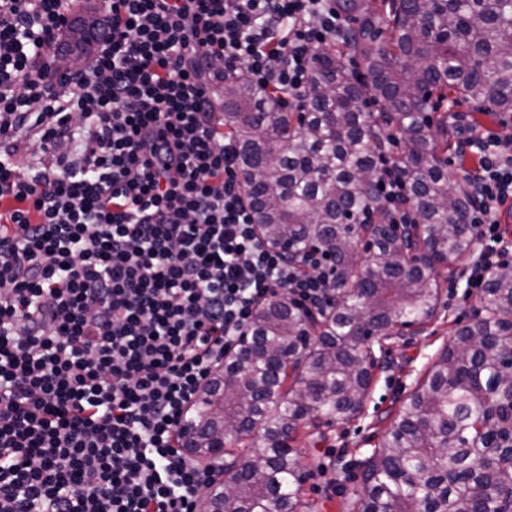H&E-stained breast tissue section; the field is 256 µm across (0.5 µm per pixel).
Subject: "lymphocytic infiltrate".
<instances>
[{
    "label": "lymphocytic infiltrate",
    "mask_w": 512,
    "mask_h": 512,
    "mask_svg": "<svg viewBox=\"0 0 512 512\" xmlns=\"http://www.w3.org/2000/svg\"><path fill=\"white\" fill-rule=\"evenodd\" d=\"M95 48L70 81L53 48L79 0H0V512H200L219 476L179 425L258 309L335 299L332 261L254 230L239 146L213 92L308 89L336 0H97ZM483 287L505 244L512 119L473 135L450 115ZM49 165L23 175L21 155ZM388 223L412 224L400 162L376 181Z\"/></svg>",
    "instance_id": "obj_1"
}]
</instances>
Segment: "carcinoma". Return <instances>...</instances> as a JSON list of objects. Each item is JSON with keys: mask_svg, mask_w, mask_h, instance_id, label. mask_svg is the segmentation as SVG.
Returning <instances> with one entry per match:
<instances>
[{"mask_svg": "<svg viewBox=\"0 0 512 512\" xmlns=\"http://www.w3.org/2000/svg\"><path fill=\"white\" fill-rule=\"evenodd\" d=\"M342 44L314 54L310 109L292 127L242 72L214 92L241 144L244 184L270 244H317L335 266L336 303L320 321L284 300L259 308L238 353L205 385L184 447L218 451L234 470L209 512H301L298 431L318 416L358 415L376 365L372 346L434 317L438 268L455 273L477 242L466 195L448 183V117L439 100L512 112V7L485 0H338ZM360 60L352 80L343 58ZM382 103L363 110L366 96ZM395 137L417 216L385 223L375 178ZM485 318L462 326L395 412L362 464L352 512H512V265L491 276Z\"/></svg>", "mask_w": 512, "mask_h": 512, "instance_id": "cac0c4a2", "label": "carcinoma"}]
</instances>
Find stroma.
<instances>
[{
    "mask_svg": "<svg viewBox=\"0 0 512 512\" xmlns=\"http://www.w3.org/2000/svg\"><path fill=\"white\" fill-rule=\"evenodd\" d=\"M480 296L465 286L442 283L439 308L426 324L397 330L374 347L377 358L369 395L352 420L316 423L299 431L306 512H350L348 501L360 481V465L389 429V412L422 382L431 364L458 329L482 319Z\"/></svg>",
    "mask_w": 512,
    "mask_h": 512,
    "instance_id": "35a3bbf8",
    "label": "stroma"
}]
</instances>
